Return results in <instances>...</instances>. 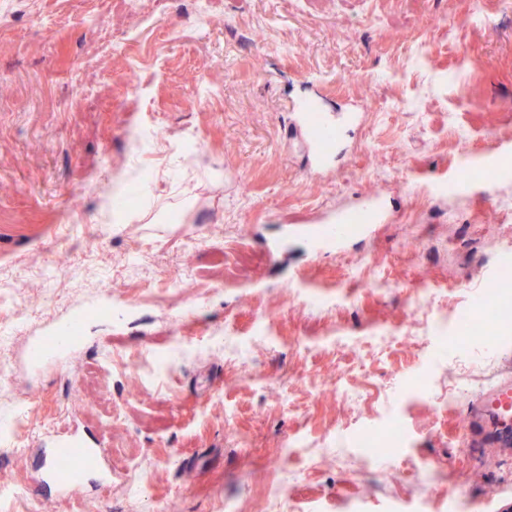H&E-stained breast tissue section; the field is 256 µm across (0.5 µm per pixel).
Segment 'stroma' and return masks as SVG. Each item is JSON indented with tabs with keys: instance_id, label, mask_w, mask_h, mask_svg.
Returning a JSON list of instances; mask_svg holds the SVG:
<instances>
[{
	"instance_id": "stroma-1",
	"label": "stroma",
	"mask_w": 512,
	"mask_h": 512,
	"mask_svg": "<svg viewBox=\"0 0 512 512\" xmlns=\"http://www.w3.org/2000/svg\"><path fill=\"white\" fill-rule=\"evenodd\" d=\"M0 16V512H253L267 487L269 512H512V447L473 449L448 401L512 367V336L450 331L512 261V177L456 187L512 150V0ZM304 101L363 109L318 175L293 138ZM366 197L384 219L343 248L282 235ZM107 286L109 314L31 367L33 338ZM32 396L104 444L111 484L31 493L61 429ZM392 423L403 447L365 459L356 433Z\"/></svg>"
}]
</instances>
